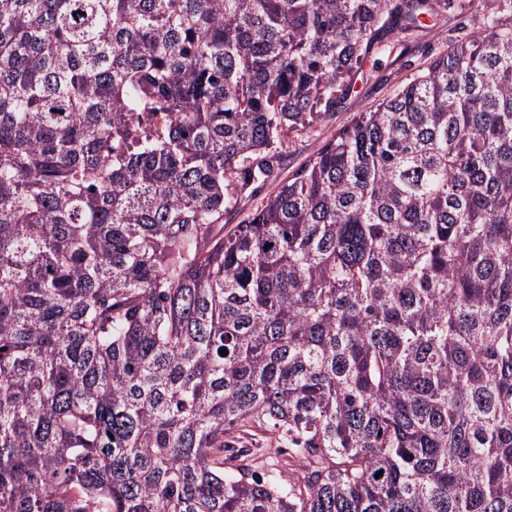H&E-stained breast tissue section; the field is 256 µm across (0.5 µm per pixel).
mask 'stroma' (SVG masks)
Listing matches in <instances>:
<instances>
[{
    "instance_id": "stroma-1",
    "label": "stroma",
    "mask_w": 512,
    "mask_h": 512,
    "mask_svg": "<svg viewBox=\"0 0 512 512\" xmlns=\"http://www.w3.org/2000/svg\"><path fill=\"white\" fill-rule=\"evenodd\" d=\"M473 12L470 0H451L440 7L436 16L424 18L420 27L396 32L384 47L372 50L350 90L321 114L314 127L288 134L273 175L235 196L224 213L225 224L245 223L274 193L281 180L316 156L331 134L359 112L390 98L402 82L447 52L449 42L464 38L474 27Z\"/></svg>"
}]
</instances>
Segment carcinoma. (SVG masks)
Segmentation results:
<instances>
[{
	"label": "carcinoma",
	"mask_w": 512,
	"mask_h": 512,
	"mask_svg": "<svg viewBox=\"0 0 512 512\" xmlns=\"http://www.w3.org/2000/svg\"><path fill=\"white\" fill-rule=\"evenodd\" d=\"M437 6L0 0V512H512V0L224 230ZM232 439L231 441H235L237 448H280L282 453L276 454L274 450H272V458L268 459L270 465H265L264 472L273 470L276 477L284 484L288 482H293L294 479L297 478V466L292 459L288 457V453L283 451H288L285 445H276L274 441H269L270 439L267 437L268 435L262 433L260 430L256 428H250L247 432H242V430L234 429L232 431Z\"/></svg>",
	"instance_id": "obj_1"
}]
</instances>
